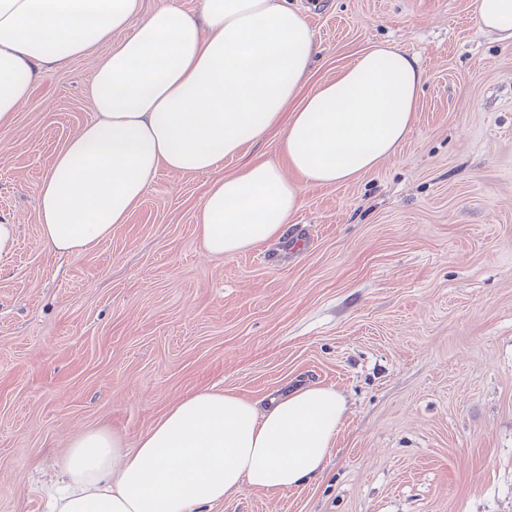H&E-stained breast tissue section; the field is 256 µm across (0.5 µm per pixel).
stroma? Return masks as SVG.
Here are the masks:
<instances>
[{"mask_svg": "<svg viewBox=\"0 0 512 512\" xmlns=\"http://www.w3.org/2000/svg\"><path fill=\"white\" fill-rule=\"evenodd\" d=\"M317 82L380 43L430 75L396 153L303 189L282 242L204 254L212 174L160 170L86 256L40 235L36 188L94 113L91 55L0 126V512H48L72 438L135 445L183 394L305 384L348 405L322 475L213 512H512V46L472 0H294Z\"/></svg>", "mask_w": 512, "mask_h": 512, "instance_id": "obj_1", "label": "stroma"}]
</instances>
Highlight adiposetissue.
<instances>
[{
	"label": "adipose tissue",
	"instance_id": "adipose-tissue-1",
	"mask_svg": "<svg viewBox=\"0 0 512 512\" xmlns=\"http://www.w3.org/2000/svg\"><path fill=\"white\" fill-rule=\"evenodd\" d=\"M473 13L512 45V0H473ZM96 52L94 117L36 189L43 241L77 257L126 223L162 168L214 173L199 212L206 254L278 240L304 185L361 178L396 152L428 79L414 55L380 44L302 93L319 48L288 0H202L196 15L176 0L150 12L142 0H0V125L42 68ZM276 127L287 166L250 160L220 174ZM346 414L328 386L262 401L191 391L136 447L102 429L73 438L52 512H202L247 487L297 488L322 474Z\"/></svg>",
	"mask_w": 512,
	"mask_h": 512
}]
</instances>
